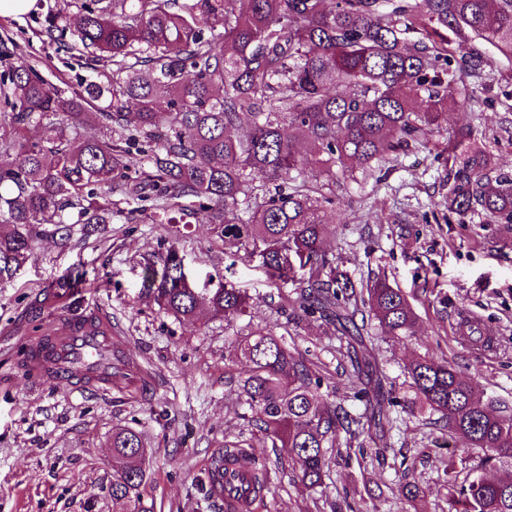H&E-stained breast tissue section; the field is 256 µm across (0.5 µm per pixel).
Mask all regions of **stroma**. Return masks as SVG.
Segmentation results:
<instances>
[{"instance_id": "35a3bbf8", "label": "stroma", "mask_w": 512, "mask_h": 512, "mask_svg": "<svg viewBox=\"0 0 512 512\" xmlns=\"http://www.w3.org/2000/svg\"><path fill=\"white\" fill-rule=\"evenodd\" d=\"M82 0H38L22 19L0 17V74L8 66H34L65 91L88 81L107 83L111 71L93 70L68 48L69 32L48 39L49 10L76 16ZM474 49L487 64L470 82L479 87L473 109L448 111V130L470 126L496 154L501 172L512 174V59L484 42ZM448 169L434 147L414 146L380 165L371 176L335 191V222L322 245L326 266L338 278L364 287L385 277L401 289L419 318L416 336L395 342L374 330L373 352L393 384V419L379 459L342 449L332 457L322 488L311 491L288 474L273 473L254 512H448L445 470L458 478L478 464L480 449L450 439L436 415L413 407L405 373L416 357L448 359L474 379L486 397L512 417V228L485 216L449 212ZM130 213L114 207L112 221L76 230L68 245L43 233L31 259L0 281V512H126L112 496V431L127 427L148 446L138 512H223L205 496L209 466L224 450V434H243L258 460L275 455L243 417L242 400L228 383L243 364L232 347L235 333L267 327L322 378L324 399L359 409L352 399L353 369L331 327L316 317L287 322L277 307L293 297L305 271L273 278L258 262L233 259L211 239L205 224H154L145 217L152 201ZM183 256L196 288L232 282L255 297L251 320L226 327L223 318L174 317L144 298L142 266L168 248ZM87 286L68 311L32 308L47 288L73 269ZM93 311L112 322V340L129 357L127 378L108 392L68 387L23 371L33 338L54 333L64 319ZM479 324L494 346H469L456 328L460 314ZM416 482L420 497L406 503L398 492Z\"/></svg>"}]
</instances>
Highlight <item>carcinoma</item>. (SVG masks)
I'll return each instance as SVG.
<instances>
[{
    "label": "carcinoma",
    "instance_id": "carcinoma-1",
    "mask_svg": "<svg viewBox=\"0 0 512 512\" xmlns=\"http://www.w3.org/2000/svg\"><path fill=\"white\" fill-rule=\"evenodd\" d=\"M222 29L223 45L204 38ZM69 30L72 49L115 66L112 82L91 81L66 93L36 69L19 65L0 79V279L32 255L36 229L54 225L67 243L73 225L112 223V195L161 200L149 220L171 224V213L195 209V198L215 240L283 277L309 268L290 301L295 312L319 315L345 336H359L356 291L347 280L323 276L321 246L333 223L324 194L304 181L333 190L372 175L411 146L441 134L448 108H466L477 91L464 75L485 65L472 52L482 41L512 58V0H93L74 22L51 13L44 33ZM110 95L108 105L94 102ZM167 112H158L160 102ZM119 128L126 147L112 139L82 137L90 120ZM42 129L33 141L28 127ZM157 141L147 155L154 178L132 176L142 165L140 141ZM468 128L448 138V208L480 212L512 224V176L491 173L494 156L471 148ZM289 180L288 190L268 184ZM106 187L97 194L91 185ZM83 281L77 271L45 294L65 305ZM142 292L177 318L207 310L231 326L251 314L254 298L226 283L210 293L194 288L174 248L143 267ZM371 316L398 341L416 335L417 316L406 295L378 277L366 289ZM245 362L229 380L247 406L248 423L271 447L277 464L309 489L323 485L329 450L359 424L342 405L319 393L321 381L288 349L283 336L257 328L235 336ZM361 376L357 398L383 424L392 389L352 348ZM414 403L440 415L448 434L484 461L506 465L488 477L470 470L457 485L448 467V512H512V419H504L471 379L447 360L423 357L406 366ZM249 444L224 433V468L239 463ZM112 496L138 502L145 448L138 432L112 431ZM245 495L253 502L268 489L266 465L249 458Z\"/></svg>",
    "mask_w": 512,
    "mask_h": 512
}]
</instances>
